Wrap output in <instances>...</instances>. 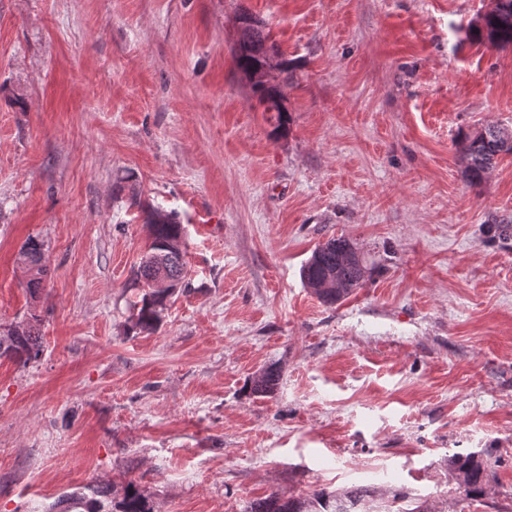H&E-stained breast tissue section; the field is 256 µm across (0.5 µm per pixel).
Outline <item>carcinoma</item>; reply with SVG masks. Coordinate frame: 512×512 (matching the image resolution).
Listing matches in <instances>:
<instances>
[{"label": "carcinoma", "instance_id": "cac0c4a2", "mask_svg": "<svg viewBox=\"0 0 512 512\" xmlns=\"http://www.w3.org/2000/svg\"><path fill=\"white\" fill-rule=\"evenodd\" d=\"M243 19L252 16L245 14ZM254 20V19H252ZM467 37L490 44L497 48L512 46V0H492V7L478 16L475 23L467 30ZM269 47L272 56H279L278 48L270 42V37L263 30L259 20L247 26L244 43L233 51L237 68L246 73L263 63L260 56L263 47ZM285 73L281 82L267 84L261 81L251 85V92L264 111L276 113L274 131L286 130L288 113L284 107L286 90L292 84V74L288 68H281ZM457 147L467 180L473 185L483 182L486 175L495 167L497 159L503 154L512 155V128L495 124L460 130L457 135ZM146 223L150 227V243L145 255L134 272L132 286L141 290L139 299L133 303L131 317L132 329L140 332L154 331L167 309L165 297L147 287V283L156 272V264L162 263L168 276L177 284L176 293L187 288V262L185 246V226L180 224L177 215L159 208L146 210ZM18 259L30 272L29 288L35 296L42 290L47 274L44 244L34 237L28 238L21 246ZM336 273L341 288L321 290L317 284L323 282L328 273ZM368 268L360 251L345 237H332L317 245L310 258L301 269V280L307 288L325 305L333 306L342 302L350 294L366 283ZM40 318L35 313L23 326H19L0 336V357H8L26 364L39 357L41 341L39 330ZM281 370L269 366L252 376L247 389L257 396H267L276 391ZM455 473L459 493L465 498L476 500L486 493L487 466L476 455L455 454L450 459ZM93 497L81 496L77 504L83 512H152L147 498L132 482L123 489L120 500L108 504L109 491L96 487L92 489ZM375 491L368 486H357L343 492H330L324 488L314 490L305 497L285 499L273 492L264 498L249 503L246 512H425L421 505L413 508L398 507L392 511L379 510L374 506Z\"/></svg>", "mask_w": 512, "mask_h": 512}]
</instances>
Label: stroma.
<instances>
[{"mask_svg":"<svg viewBox=\"0 0 512 512\" xmlns=\"http://www.w3.org/2000/svg\"><path fill=\"white\" fill-rule=\"evenodd\" d=\"M489 6L0 0V332L42 334L0 358V512L129 481L153 512L355 485L512 512V156L475 187L455 144L512 127V47L465 37ZM245 13L292 69L281 136L232 57ZM148 204L185 225L190 285L141 333ZM332 236L371 271L328 307L300 269ZM469 452L494 461L475 501ZM18 259L25 264L30 272L29 288L32 297L40 290L47 274L44 244L34 237L28 238L21 246ZM40 316L30 313L23 327L14 328L0 336V357H8L26 365L41 353ZM281 370L277 366H269L252 376L247 383V389L257 396H267L276 391L280 380ZM459 493L466 499L477 500L486 493L487 466L475 454H455L450 459Z\"/></svg>","mask_w":512,"mask_h":512,"instance_id":"stroma-1","label":"stroma"}]
</instances>
